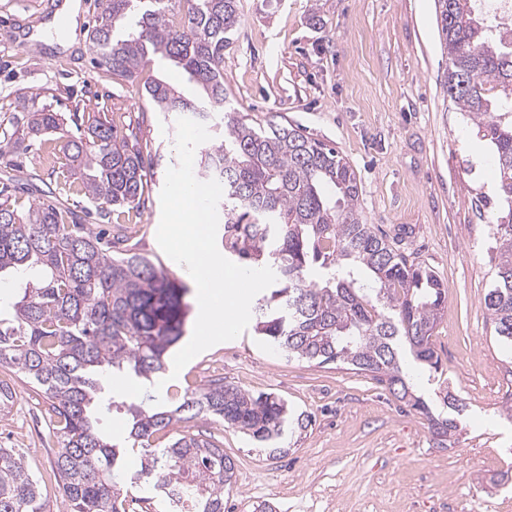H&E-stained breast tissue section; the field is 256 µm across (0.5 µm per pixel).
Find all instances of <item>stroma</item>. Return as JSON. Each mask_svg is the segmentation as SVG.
<instances>
[{"mask_svg":"<svg viewBox=\"0 0 512 512\" xmlns=\"http://www.w3.org/2000/svg\"><path fill=\"white\" fill-rule=\"evenodd\" d=\"M59 0H0L8 22L38 30ZM71 46L26 51L0 42V171L18 183L37 171L39 189H57L62 143L33 138L19 119L58 112L67 120L98 116L152 155L149 197L130 213L125 248L190 284L187 271L160 249V192L175 165L177 117L153 111L144 82L182 84L168 62L148 64L138 80H101L87 33L97 0H81ZM448 57L434 0H239V22L224 49V87L250 122L301 127L337 147L356 170L366 223L390 232L442 279L448 303L433 337L442 369L417 371V393L434 400L449 386L465 404L451 449L433 447L426 418L371 376L346 366L290 358L253 329L192 359L174 379L149 385L122 377L117 400L155 398L179 405L186 394L220 380L254 394L273 393L313 414L288 455L270 459L242 433L197 418L159 433L156 445L205 433L235 462L236 483L224 512H512V351L494 336L484 296L493 279L504 214L492 152L474 134L440 81ZM16 398L0 415V446L23 456L46 496L48 512H65L48 443L45 399L13 380Z\"/></svg>","mask_w":512,"mask_h":512,"instance_id":"1","label":"stroma"}]
</instances>
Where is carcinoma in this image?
I'll list each match as a JSON object with an SVG mask.
<instances>
[{"instance_id":"obj_1","label":"carcinoma","mask_w":512,"mask_h":512,"mask_svg":"<svg viewBox=\"0 0 512 512\" xmlns=\"http://www.w3.org/2000/svg\"><path fill=\"white\" fill-rule=\"evenodd\" d=\"M448 71L442 89L487 142L499 172L498 193L509 220L496 225V275L484 304L498 341L512 346V34L485 23L486 0H435ZM88 33L101 79L133 80L148 63L171 62L203 92L196 102L175 85L145 82L160 112L190 113L221 128L197 148L196 178L224 183V256L247 268L276 269V290L257 300L254 332L288 356L335 363L371 374L399 400L426 416L434 445L448 447L459 421L435 413L415 393L402 347L437 371L432 337L447 289L426 264L401 250L402 237L365 223L359 179L333 147L271 121L254 125L224 92V45L238 25V0H99ZM184 12L182 27L169 24ZM28 133L65 141L79 191L112 225V238L93 232L50 196L26 205L0 201V274L24 284L0 307V366L44 394L56 440L54 466L67 512H130L118 478L130 448L98 428V413L121 410L127 441L143 449L132 476L171 512H224L234 461L224 448L182 435L162 448L155 434L206 417L252 439L268 457L288 455L280 441L313 416L299 415L272 393L254 395L213 382L171 410L118 403L113 376L131 373L149 383L186 335L189 288L148 257L112 256L124 238L122 210L137 211L149 194L141 148L107 120L90 117L76 132L56 112L23 116ZM0 512H46V499L22 456L0 448Z\"/></svg>"}]
</instances>
